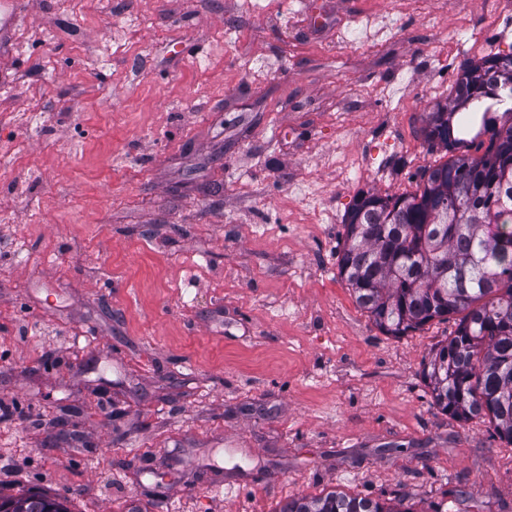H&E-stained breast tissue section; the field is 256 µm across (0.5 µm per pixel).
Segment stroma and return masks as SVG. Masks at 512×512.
I'll use <instances>...</instances> for the list:
<instances>
[{"label": "stroma", "instance_id": "1", "mask_svg": "<svg viewBox=\"0 0 512 512\" xmlns=\"http://www.w3.org/2000/svg\"><path fill=\"white\" fill-rule=\"evenodd\" d=\"M31 0L0 37V495L279 512L330 491L512 512V446L339 276L358 196L415 192L512 0ZM470 41L454 45L455 27Z\"/></svg>", "mask_w": 512, "mask_h": 512}]
</instances>
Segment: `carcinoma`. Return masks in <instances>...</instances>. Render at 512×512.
Here are the masks:
<instances>
[{
    "label": "carcinoma",
    "instance_id": "1",
    "mask_svg": "<svg viewBox=\"0 0 512 512\" xmlns=\"http://www.w3.org/2000/svg\"><path fill=\"white\" fill-rule=\"evenodd\" d=\"M512 95V56L463 69L455 96L438 103L424 128L448 150L453 118L487 98ZM503 120L483 109L491 132L479 157L461 154L430 167L413 194H368L345 221L339 275L356 303L388 336H405L438 318L457 328L423 368L434 404L459 421L487 416L512 445V109ZM12 512H70L40 492L0 497ZM279 512H410L341 491L289 499Z\"/></svg>",
    "mask_w": 512,
    "mask_h": 512
}]
</instances>
